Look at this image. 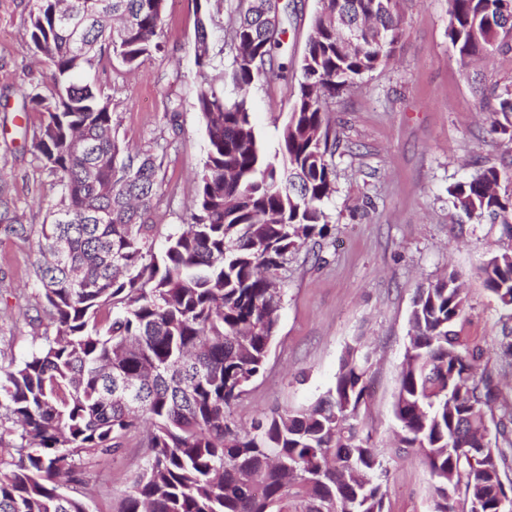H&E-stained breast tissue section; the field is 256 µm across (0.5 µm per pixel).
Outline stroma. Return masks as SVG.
Masks as SVG:
<instances>
[{
    "mask_svg": "<svg viewBox=\"0 0 512 512\" xmlns=\"http://www.w3.org/2000/svg\"><path fill=\"white\" fill-rule=\"evenodd\" d=\"M288 19L275 63L288 76L240 93L225 82L224 95H246L254 126L276 146L295 99L299 63L319 0H287ZM30 0H0V176L30 222L42 223L38 204L57 189L40 176L24 146L21 124L40 116L15 112L16 91L33 67L26 50ZM399 42L392 58L328 101L335 132L336 194L328 205L324 237L289 255L282 276V308L262 375L231 414L249 426L258 414L313 403L332 386L348 348L369 356L370 393L361 435L387 471V512H433L428 468L413 450H397L393 414L399 372L409 342L408 318L418 288L455 273L467 299L463 333L481 344L491 367L503 373L512 402V367L498 357L499 308L480 266L503 246L502 227L460 216L448 189L477 170L494 167L512 178V137L494 132L488 115L496 102L481 86L512 82V53L462 65L448 40V0H400ZM195 0H166L165 50L134 74L119 62L96 76L120 115L119 135L133 146L163 139L176 149L162 173L165 196L158 223L176 230L193 195L207 152L205 124L192 106ZM183 108L172 130L170 99ZM31 243L0 234V364L20 362L36 336L54 327L35 297ZM149 455L133 434L112 460L84 457L87 486L63 482L62 492L86 495L89 512H121L131 481Z\"/></svg>",
    "mask_w": 512,
    "mask_h": 512,
    "instance_id": "stroma-1",
    "label": "stroma"
}]
</instances>
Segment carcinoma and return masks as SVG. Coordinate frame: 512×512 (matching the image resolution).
Returning a JSON list of instances; mask_svg holds the SVG:
<instances>
[{"instance_id":"cac0c4a2","label":"carcinoma","mask_w":512,"mask_h":512,"mask_svg":"<svg viewBox=\"0 0 512 512\" xmlns=\"http://www.w3.org/2000/svg\"><path fill=\"white\" fill-rule=\"evenodd\" d=\"M196 2L194 107L208 147L186 228L164 235L153 214L171 143L120 139L95 73L107 52L129 72L161 52L165 0H32L27 48L45 70L19 89L16 111L41 116L26 146L57 196L46 222L30 224L1 178L0 232L35 244L33 285L55 332L0 367V408L20 438L18 459L0 468V512H89L62 480L82 482V455L109 458L141 429L150 458L124 512H343L346 499L354 512H385L383 465L360 434L361 350L348 349L334 384L306 407L248 427L230 407L264 371L288 254L330 224L326 99L385 63L400 39L398 0H321L272 154L247 98L217 88L224 48L209 27L224 0ZM449 3L462 63L512 53V0ZM338 12L360 49L343 48ZM230 14L234 85L269 82L286 7L238 0ZM493 94L492 126L512 138V86ZM500 182L487 167L448 195L470 218L501 219L510 241L480 272L501 310L500 356L512 360V191ZM465 309L453 273L417 290L394 405L398 447L423 457L434 512H498L499 496L512 495V405L497 373L478 369L484 349L463 336Z\"/></svg>"}]
</instances>
